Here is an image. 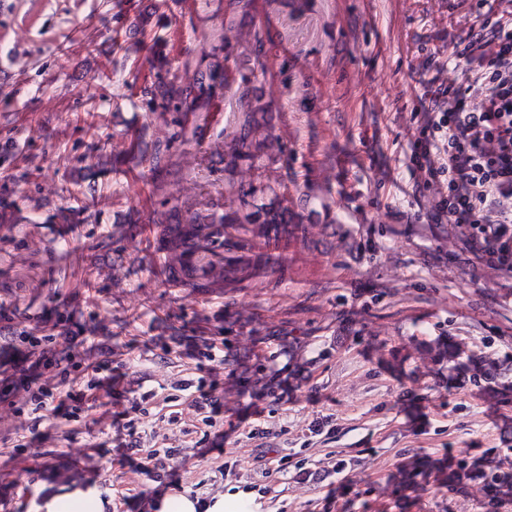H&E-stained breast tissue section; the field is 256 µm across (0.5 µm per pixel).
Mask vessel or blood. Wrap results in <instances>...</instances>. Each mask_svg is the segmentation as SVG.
I'll return each instance as SVG.
<instances>
[{
  "instance_id": "b4317fda",
  "label": "vessel or blood",
  "mask_w": 512,
  "mask_h": 512,
  "mask_svg": "<svg viewBox=\"0 0 512 512\" xmlns=\"http://www.w3.org/2000/svg\"><path fill=\"white\" fill-rule=\"evenodd\" d=\"M313 236L310 224L225 225V288H246L275 273L288 275L291 255Z\"/></svg>"
}]
</instances>
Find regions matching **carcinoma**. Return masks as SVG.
Instances as JSON below:
<instances>
[{"label": "carcinoma", "mask_w": 512, "mask_h": 512, "mask_svg": "<svg viewBox=\"0 0 512 512\" xmlns=\"http://www.w3.org/2000/svg\"><path fill=\"white\" fill-rule=\"evenodd\" d=\"M234 25L218 34L219 45L203 53L199 60L187 58L184 75H172L158 69L154 79L141 90V103L158 113L166 130L161 135L148 133L144 127L123 145V150L99 158H112V166L125 165L134 177L150 187L146 217L136 223L146 224L159 246L157 265L163 284L184 288H221L224 286V225L286 224L288 205L300 211L294 218L302 224L310 220L303 209L308 206V191L298 187L288 195L271 185L258 186L251 171L264 160H284L285 150L270 126L271 102L251 86L250 74L264 45L262 35L252 34V54L239 51L232 35ZM234 60L239 68L237 87L239 112L233 125L215 130L214 104L229 86L224 62ZM198 155L197 172L200 192L182 196L172 187L187 177L178 157ZM224 159V169L245 174L224 184L210 180L212 169L208 154ZM457 490L473 482L487 485L493 501L512 495V469H503L485 456L471 464L450 461L448 466L409 469L401 474L400 484L413 491L429 478Z\"/></svg>", "instance_id": "cac0c4a2"}]
</instances>
